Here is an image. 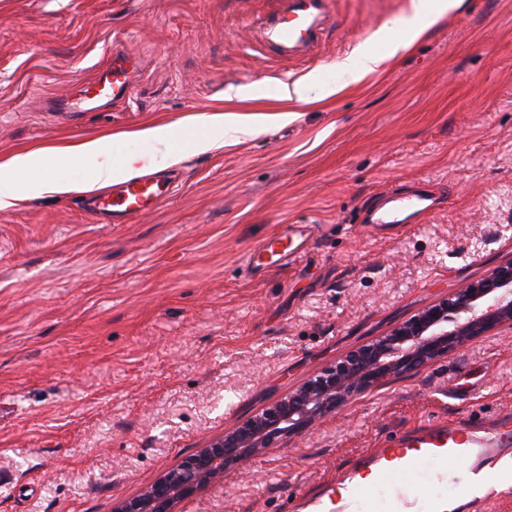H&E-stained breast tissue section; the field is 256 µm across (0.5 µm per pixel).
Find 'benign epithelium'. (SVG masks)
<instances>
[{"label": "benign epithelium", "mask_w": 512, "mask_h": 512, "mask_svg": "<svg viewBox=\"0 0 512 512\" xmlns=\"http://www.w3.org/2000/svg\"><path fill=\"white\" fill-rule=\"evenodd\" d=\"M505 325L512 326V257L346 352L206 442L137 496L117 501L112 512H175L180 501L308 431L353 397L391 377L419 371Z\"/></svg>", "instance_id": "7a95c632"}]
</instances>
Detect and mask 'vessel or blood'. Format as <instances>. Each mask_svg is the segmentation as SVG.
Here are the masks:
<instances>
[{
    "mask_svg": "<svg viewBox=\"0 0 512 512\" xmlns=\"http://www.w3.org/2000/svg\"><path fill=\"white\" fill-rule=\"evenodd\" d=\"M332 0H289L260 20L265 39L281 50L313 53L317 31L328 16ZM142 60L125 49H112L98 74L83 83L85 101L130 98ZM174 190L172 175L158 173L113 185L111 194L94 197L93 214L116 224H129L158 208ZM426 194L388 192L381 204L364 218L368 224H406L429 213ZM281 254L298 259L303 250L293 234L275 235L255 245L244 258L249 269L260 266L263 256ZM512 459V417L479 425L465 418L430 420L397 434L384 447L352 462L336 479L316 492L300 493L288 502V512H439L442 502L458 497L470 474L488 460ZM465 461L463 471L452 474L448 462ZM373 473V486L360 483Z\"/></svg>",
    "mask_w": 512,
    "mask_h": 512,
    "instance_id": "vessel-or-blood-1",
    "label": "vessel or blood"
}]
</instances>
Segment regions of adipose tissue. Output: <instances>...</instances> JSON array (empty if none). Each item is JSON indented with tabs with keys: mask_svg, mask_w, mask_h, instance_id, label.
<instances>
[{
	"mask_svg": "<svg viewBox=\"0 0 512 512\" xmlns=\"http://www.w3.org/2000/svg\"><path fill=\"white\" fill-rule=\"evenodd\" d=\"M464 0H415L414 16L406 21L407 38L393 39L389 42L390 54H397L407 49L425 29V18H441L447 11L462 7ZM201 126L205 131L203 137L194 139L192 149L202 153L223 145L225 140H235L248 134V122L235 113H214L203 116ZM111 138L98 135L70 145L51 148L50 154L62 165L72 163H92L93 173L88 184L89 189H103L112 184L131 178L147 168L144 156L129 154L120 159H111L109 148ZM40 150H27L0 163V207L10 206L17 200L22 178L32 171L35 161L40 157Z\"/></svg>",
	"mask_w": 512,
	"mask_h": 512,
	"instance_id": "adipose-tissue-1",
	"label": "adipose tissue"
}]
</instances>
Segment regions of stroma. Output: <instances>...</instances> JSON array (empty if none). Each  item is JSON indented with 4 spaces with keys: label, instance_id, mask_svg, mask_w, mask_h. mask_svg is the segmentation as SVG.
Masks as SVG:
<instances>
[{
    "label": "stroma",
    "instance_id": "1",
    "mask_svg": "<svg viewBox=\"0 0 512 512\" xmlns=\"http://www.w3.org/2000/svg\"><path fill=\"white\" fill-rule=\"evenodd\" d=\"M279 0H0V159L105 132L177 176L132 224H98L87 193L30 179L0 209V512H112L237 421L350 349L512 255V0H464L378 72L340 87L360 46L383 51L412 0H333L314 55L257 45ZM139 53L131 98L71 99L113 45ZM310 79L308 102L280 88ZM334 94H327V87ZM248 117L206 153L134 139ZM427 182L421 222L362 210ZM307 225L303 256L246 253ZM512 413V328L350 400L228 471L176 512H281L353 458L431 418Z\"/></svg>",
    "mask_w": 512,
    "mask_h": 512
}]
</instances>
